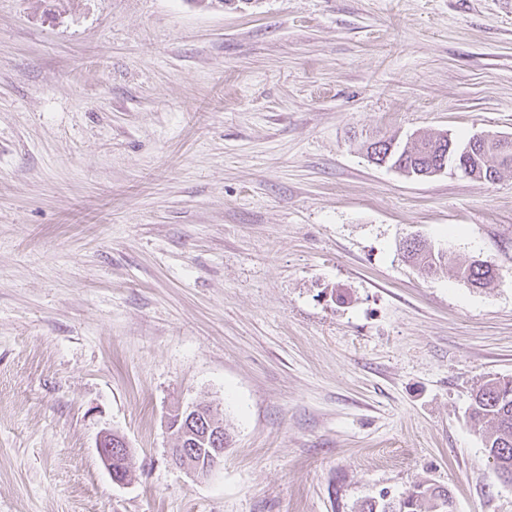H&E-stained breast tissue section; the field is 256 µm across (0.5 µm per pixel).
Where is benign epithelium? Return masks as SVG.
<instances>
[{
    "instance_id": "1",
    "label": "benign epithelium",
    "mask_w": 512,
    "mask_h": 512,
    "mask_svg": "<svg viewBox=\"0 0 512 512\" xmlns=\"http://www.w3.org/2000/svg\"><path fill=\"white\" fill-rule=\"evenodd\" d=\"M470 146L459 147L448 142V151L438 160L434 174L450 168L458 170L465 176H471L470 168L464 163V156ZM170 430L176 446L171 449L173 462L194 476L209 474L224 458V426L218 424L213 414L202 413V408L191 407L186 411L174 414L170 422ZM198 435L208 444L206 448H195L187 442L190 436ZM97 448L99 456L107 470H112V458L126 456L130 449L125 438L105 432L100 435Z\"/></svg>"
}]
</instances>
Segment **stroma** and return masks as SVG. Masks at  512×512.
<instances>
[{
    "label": "stroma",
    "mask_w": 512,
    "mask_h": 512,
    "mask_svg": "<svg viewBox=\"0 0 512 512\" xmlns=\"http://www.w3.org/2000/svg\"><path fill=\"white\" fill-rule=\"evenodd\" d=\"M482 131L512 135V0H0V512H354L424 481L512 512L468 418L512 378V171L362 147ZM195 405L231 436L204 477L171 460ZM403 252L410 262L427 274L442 270L448 261L443 253H435L416 238L405 242ZM460 278L473 288H490L499 282L498 275L489 266L474 260L459 269ZM97 448L99 456L108 470L111 476H113V480L116 483H124L127 480V476L120 477L112 474V471L118 473L120 470L123 471V475H127L129 473L128 469V461H125L124 458H119L116 456H128L130 449L125 438L112 434L109 432H104L100 435ZM112 456H114L112 458Z\"/></svg>",
    "instance_id": "35a3bbf8"
}]
</instances>
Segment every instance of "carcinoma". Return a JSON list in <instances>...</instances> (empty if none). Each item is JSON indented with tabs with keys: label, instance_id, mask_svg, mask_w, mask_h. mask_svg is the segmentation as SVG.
<instances>
[{
	"label": "carcinoma",
	"instance_id": "carcinoma-1",
	"mask_svg": "<svg viewBox=\"0 0 512 512\" xmlns=\"http://www.w3.org/2000/svg\"><path fill=\"white\" fill-rule=\"evenodd\" d=\"M443 140H448V136L418 137L411 149L402 151L406 161L404 172L415 175L429 170ZM392 142L389 138L367 143L369 161L379 164L385 160L390 165L395 164L396 160L391 157H380L387 153L388 144ZM511 168L512 147H481L472 163L477 181H494L502 171ZM403 252L410 262L427 274L437 273L447 263L444 254L432 251L416 238L405 242ZM459 275L473 288H489L499 281L498 275L478 260L461 267ZM469 417L472 426L482 432L484 449L492 460L496 477L512 483V378H494L480 385L472 395ZM356 512H448V491L433 483H422L396 506L382 495L360 502Z\"/></svg>",
	"mask_w": 512,
	"mask_h": 512
}]
</instances>
